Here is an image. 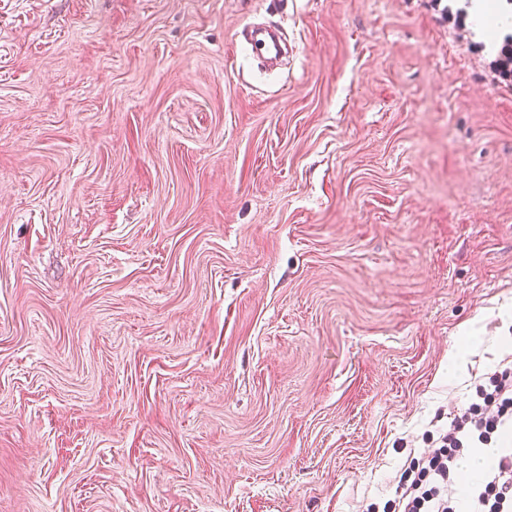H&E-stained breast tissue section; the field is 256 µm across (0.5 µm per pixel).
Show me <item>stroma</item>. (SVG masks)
<instances>
[{"label":"stroma","mask_w":512,"mask_h":512,"mask_svg":"<svg viewBox=\"0 0 512 512\" xmlns=\"http://www.w3.org/2000/svg\"><path fill=\"white\" fill-rule=\"evenodd\" d=\"M461 7L0 0V512H366L512 368ZM244 44L246 45L244 50L252 55L262 54L276 57L281 52V45L274 35L255 27L251 29L250 37Z\"/></svg>","instance_id":"35a3bbf8"}]
</instances>
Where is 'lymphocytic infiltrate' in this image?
Returning <instances> with one entry per match:
<instances>
[{
    "instance_id": "1",
    "label": "lymphocytic infiltrate",
    "mask_w": 512,
    "mask_h": 512,
    "mask_svg": "<svg viewBox=\"0 0 512 512\" xmlns=\"http://www.w3.org/2000/svg\"><path fill=\"white\" fill-rule=\"evenodd\" d=\"M476 395L477 402L461 409L440 433L439 448L411 460L383 512H512V448L494 456L473 488L454 486L468 445H486L493 435L512 432V378L492 375L488 385H477Z\"/></svg>"
}]
</instances>
